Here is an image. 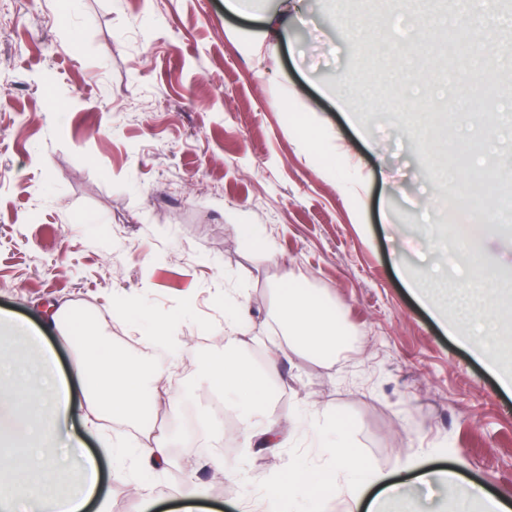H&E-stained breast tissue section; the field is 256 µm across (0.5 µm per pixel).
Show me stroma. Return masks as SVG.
Returning <instances> with one entry per match:
<instances>
[{
	"label": "stroma",
	"instance_id": "35a3bbf8",
	"mask_svg": "<svg viewBox=\"0 0 512 512\" xmlns=\"http://www.w3.org/2000/svg\"><path fill=\"white\" fill-rule=\"evenodd\" d=\"M0 0V310L42 324L70 303L118 353L139 352L146 316L175 318L184 348L151 400L161 422L101 417L87 436L108 512H262L273 480L326 459L304 435L248 450L239 427L188 436L206 417L204 367L232 349L261 367L276 331L274 290L295 278L339 305L357 339L334 364L279 354L278 417L331 412L350 423L365 462L403 497L382 512H420L408 457L465 459L444 489L456 512L468 482L512 502V393L484 358L449 338L478 336L410 286L466 288L447 252L474 242L498 279L512 274V0L459 15L456 0ZM288 38L254 51L268 17ZM458 62L476 105L451 110L439 59ZM468 194L449 203L435 168ZM259 225L275 257L244 246ZM247 296L250 328L224 334V292ZM135 300L144 318L125 316ZM168 433L165 470L112 464L99 437L133 447Z\"/></svg>",
	"mask_w": 512,
	"mask_h": 512
}]
</instances>
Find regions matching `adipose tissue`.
Listing matches in <instances>:
<instances>
[{"label": "adipose tissue", "mask_w": 512, "mask_h": 512, "mask_svg": "<svg viewBox=\"0 0 512 512\" xmlns=\"http://www.w3.org/2000/svg\"><path fill=\"white\" fill-rule=\"evenodd\" d=\"M489 291L450 295L449 301L466 320L495 328L501 320L498 309L488 305ZM276 322L288 349L332 360L347 348V331L335 309L321 296L296 283L276 288ZM63 341H77L84 358L75 364L72 379L55 378V356L44 343L41 329L12 320L13 330L42 353L38 369L19 370L0 364V512H105L107 498L94 456L82 452L83 437L71 429L75 418L92 425L94 418L112 415L138 418L145 396L167 372V365L148 357L154 344L180 348L170 320L155 322L142 336V353L117 355L105 351L93 319L78 313L69 304L58 307L48 318ZM276 359L261 369L252 368L233 356L213 362L205 381L211 390L223 393L236 410L243 426L245 447H284L292 436V421L276 422L270 411L276 400L272 379ZM48 386V411L39 414L30 398L34 387ZM68 433L76 447L73 455L47 457L46 449L61 444V433ZM308 434L323 448L329 465L318 474V486H308L300 473L279 476L270 487L268 512H276L284 501L301 502V512H323L324 494L332 492L350 502L352 512H361L365 491L380 486L383 494L393 495L385 476L370 467L354 451L348 422L341 416L312 418ZM80 474V488H67L71 470Z\"/></svg>", "instance_id": "obj_1"}]
</instances>
